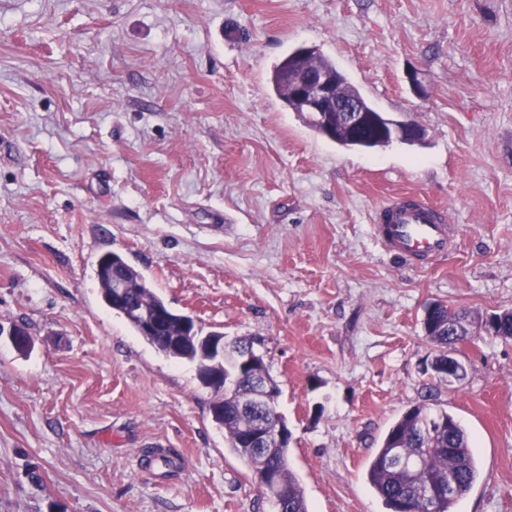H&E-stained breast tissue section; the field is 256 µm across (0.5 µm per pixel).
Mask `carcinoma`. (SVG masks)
I'll use <instances>...</instances> for the list:
<instances>
[{
	"mask_svg": "<svg viewBox=\"0 0 512 512\" xmlns=\"http://www.w3.org/2000/svg\"><path fill=\"white\" fill-rule=\"evenodd\" d=\"M309 61L328 77L337 81L341 93L359 95L346 75L336 69V63L325 55L311 51ZM300 61L289 54L281 59L272 72V84L276 93L289 106L288 78L299 68ZM118 266L112 261L99 262L97 278L104 303L124 317L136 333H141V318L126 309L112 305V272L124 278L126 292L144 312L160 308L166 319L159 336L148 343L158 352L178 360L195 362L198 352L188 347L184 336L185 325L191 316L178 313L154 291L144 276L130 266L121 255H116ZM464 310H448L442 303L436 310L429 325L423 326L426 339L435 347L431 369L438 375L448 366V349L456 347L468 337L475 336L476 326H471L470 335H448V320L468 317ZM252 380L245 377L237 382L233 393L217 396L211 402L212 420L224 428L225 440L231 452L248 468L256 489H261V478L273 470L280 484L288 491L283 503L284 512H308L303 488L288 465V448H245L241 438L253 423L257 407L248 400ZM444 420L449 427L434 436L433 446H424L423 429L426 418ZM456 475L458 490L448 494V474ZM478 476L477 460L473 453L469 435L461 423L445 409L431 410L413 406L403 412L389 427L367 470V481L374 493L383 501L389 512H454L458 500L472 487ZM441 487L432 499L426 500L417 494L421 485Z\"/></svg>",
	"mask_w": 512,
	"mask_h": 512,
	"instance_id": "cac0c4a2",
	"label": "carcinoma"
}]
</instances>
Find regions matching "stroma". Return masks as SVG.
Listing matches in <instances>:
<instances>
[{
  "label": "stroma",
  "instance_id": "1",
  "mask_svg": "<svg viewBox=\"0 0 512 512\" xmlns=\"http://www.w3.org/2000/svg\"><path fill=\"white\" fill-rule=\"evenodd\" d=\"M300 46L424 141L313 131L270 83ZM404 194L453 227L421 268L375 234ZM108 253L261 338L309 512H387L366 472L423 403L474 448L456 512H512V340L458 345L451 383L422 329L512 310V0H0V324L35 340L0 338V512H262L195 365L104 304Z\"/></svg>",
  "mask_w": 512,
  "mask_h": 512
}]
</instances>
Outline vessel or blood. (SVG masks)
I'll return each mask as SVG.
<instances>
[{
    "label": "vessel or blood",
    "mask_w": 512,
    "mask_h": 512,
    "mask_svg": "<svg viewBox=\"0 0 512 512\" xmlns=\"http://www.w3.org/2000/svg\"><path fill=\"white\" fill-rule=\"evenodd\" d=\"M385 221L376 231L391 252L422 263L446 252L452 228L444 224L441 212L422 196L395 197L384 208Z\"/></svg>",
    "instance_id": "1"
}]
</instances>
